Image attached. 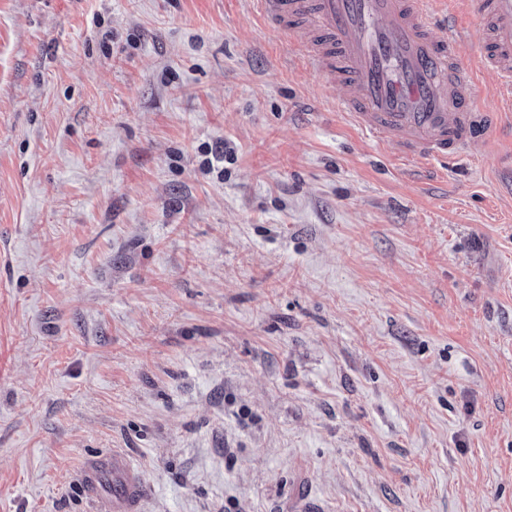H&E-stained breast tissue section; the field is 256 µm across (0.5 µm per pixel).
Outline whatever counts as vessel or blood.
Listing matches in <instances>:
<instances>
[{
    "label": "vessel or blood",
    "mask_w": 512,
    "mask_h": 512,
    "mask_svg": "<svg viewBox=\"0 0 512 512\" xmlns=\"http://www.w3.org/2000/svg\"><path fill=\"white\" fill-rule=\"evenodd\" d=\"M273 29L297 28L306 56L365 133L397 145L411 165L468 158L493 128L512 132V115L482 108L472 71L460 64L457 40L430 0H255ZM485 24L479 60L512 93V0H468ZM112 472L111 498L96 512H136L141 476L127 454L88 460L82 479L96 486Z\"/></svg>",
    "instance_id": "obj_1"
}]
</instances>
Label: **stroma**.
I'll use <instances>...</instances> for the list:
<instances>
[{
	"label": "stroma",
	"instance_id": "stroma-1",
	"mask_svg": "<svg viewBox=\"0 0 512 512\" xmlns=\"http://www.w3.org/2000/svg\"><path fill=\"white\" fill-rule=\"evenodd\" d=\"M342 96L253 0H0V512H512V145ZM112 471V498L97 496V512H136L142 495L141 476L124 452L112 449L104 458L89 459L83 468L82 479L95 488L104 470Z\"/></svg>",
	"mask_w": 512,
	"mask_h": 512
}]
</instances>
